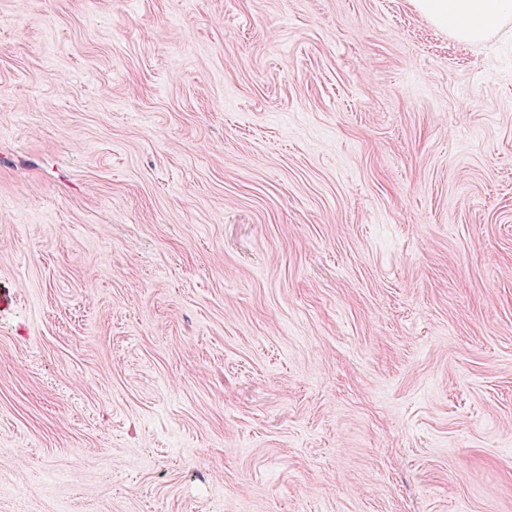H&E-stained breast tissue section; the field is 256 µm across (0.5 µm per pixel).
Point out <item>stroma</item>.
Wrapping results in <instances>:
<instances>
[{
  "instance_id": "35a3bbf8",
  "label": "stroma",
  "mask_w": 512,
  "mask_h": 512,
  "mask_svg": "<svg viewBox=\"0 0 512 512\" xmlns=\"http://www.w3.org/2000/svg\"><path fill=\"white\" fill-rule=\"evenodd\" d=\"M0 512H512V23L0 0Z\"/></svg>"
}]
</instances>
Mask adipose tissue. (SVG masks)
Returning a JSON list of instances; mask_svg holds the SVG:
<instances>
[{
    "instance_id": "1",
    "label": "adipose tissue",
    "mask_w": 512,
    "mask_h": 512,
    "mask_svg": "<svg viewBox=\"0 0 512 512\" xmlns=\"http://www.w3.org/2000/svg\"><path fill=\"white\" fill-rule=\"evenodd\" d=\"M415 5L435 27L464 42L482 40L512 20V0H415Z\"/></svg>"
}]
</instances>
